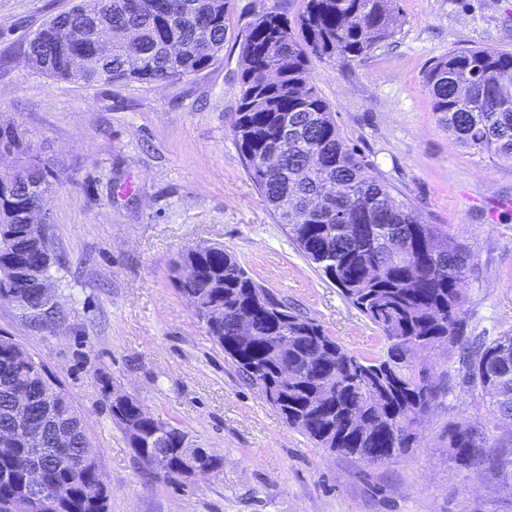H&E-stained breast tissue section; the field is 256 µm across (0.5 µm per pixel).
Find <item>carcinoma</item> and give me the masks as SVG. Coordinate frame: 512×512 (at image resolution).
Listing matches in <instances>:
<instances>
[{"label":"carcinoma","mask_w":512,"mask_h":512,"mask_svg":"<svg viewBox=\"0 0 512 512\" xmlns=\"http://www.w3.org/2000/svg\"><path fill=\"white\" fill-rule=\"evenodd\" d=\"M97 16L111 17L112 26L133 39L112 45V79L150 84L211 65L224 48L231 0H80L28 41L32 68L74 83L102 82L96 70L76 77L69 68L70 55L89 50L90 44L64 43L69 29ZM397 21V0H303L292 22L275 6L263 12L239 42V104L231 122L246 173L277 223L320 275L380 331L386 354L366 359L349 351L317 320L256 282L222 245L180 253L171 265L180 294L201 295L204 308H224L220 322L206 325L207 334L263 395L278 385L273 372L278 364L295 363L303 370L298 382L281 388L283 398L271 402L290 427L319 448L371 464L417 444L414 421L430 412L439 387L415 352L449 347L464 335L462 285L472 266L470 250L444 225L423 220L413 205L393 196L374 164L347 143L332 107L310 82L312 59L346 65L366 57L392 37ZM172 40L185 47L177 60L168 53ZM425 87L438 123L461 148L512 161V52L452 51L430 67ZM1 147L17 155L18 171L11 198H0V300L19 301L22 315L35 320L44 314L35 279L52 265V243L32 237L15 212L29 201L27 185L50 186L53 173L30 159L17 128H0ZM331 183L342 191L325 198L322 189ZM19 266L29 272L21 282L13 275ZM257 304L256 335L267 341L239 351L233 345L236 316ZM44 367L14 339L0 336V431L14 432L17 448L9 457L0 454V474H8L0 478V512L6 503L18 510L26 506L31 448L42 449L39 462L56 504L30 512H105L106 503L83 497V486L101 477L99 450L82 446L83 422ZM459 372L496 420L491 429L468 420L448 429L455 458L479 467L484 463L480 449L491 447L494 430L501 423L512 425V333L476 337ZM326 385L331 396L309 409ZM18 395L29 406L21 425L13 417ZM48 406L53 419L72 430L69 445L55 443ZM118 410L138 420L141 443L134 453L139 462L149 468L162 463L167 477L176 478L184 462L177 443L186 432L174 427L166 436L155 435L157 425L139 419V401L131 396ZM355 417L366 423L359 433L349 427Z\"/></svg>","instance_id":"obj_1"}]
</instances>
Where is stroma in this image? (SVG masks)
<instances>
[{
  "mask_svg": "<svg viewBox=\"0 0 512 512\" xmlns=\"http://www.w3.org/2000/svg\"><path fill=\"white\" fill-rule=\"evenodd\" d=\"M79 0H0V124L57 174L45 200L59 317L30 324L0 301L14 338L69 393L100 450L107 512H512V465L466 467L450 424L491 417L461 384L460 348L426 360L439 396L417 447L374 465L316 447L282 420L206 334L171 282L178 253L221 243L251 277L315 318L356 355L379 356L376 328L299 253L248 178L230 132L239 39L255 13L302 0H232L224 50L162 84L79 85L31 69L28 39ZM394 35L311 82L348 143L397 199L444 225L474 255L466 336L512 332V162L457 146L438 125L424 75L461 48L512 51V0H397ZM128 393L224 458L192 480L145 474L104 399Z\"/></svg>",
  "mask_w": 512,
  "mask_h": 512,
  "instance_id": "35a3bbf8",
  "label": "stroma"
}]
</instances>
